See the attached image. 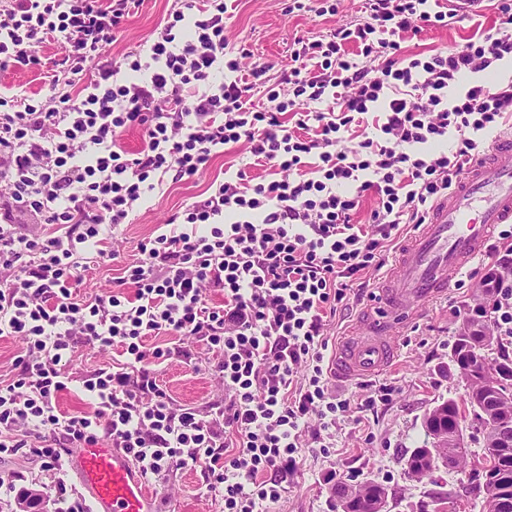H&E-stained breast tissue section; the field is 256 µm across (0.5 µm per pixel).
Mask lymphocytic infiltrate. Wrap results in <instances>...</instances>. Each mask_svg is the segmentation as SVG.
Returning a JSON list of instances; mask_svg holds the SVG:
<instances>
[{"label":"lymphocytic infiltrate","instance_id":"1","mask_svg":"<svg viewBox=\"0 0 512 512\" xmlns=\"http://www.w3.org/2000/svg\"><path fill=\"white\" fill-rule=\"evenodd\" d=\"M133 2L0 6V70L40 65L39 45L54 40L69 86L52 103L0 94V208L40 218L24 230L0 222V336L23 341L14 376L0 381V458L30 453L62 472L102 435L144 478L198 468L224 512H269L303 436L329 450L337 420L385 400L374 392L355 407L333 391L326 318L384 267L400 225L425 223L512 112V81H468L512 58V0H499L498 24L478 38L429 55L401 44L423 25H448L447 11L364 0L360 22L295 39L275 83L230 47L226 0H178L147 54L104 56ZM459 84L465 92L449 99ZM258 88L267 108L252 104ZM370 120L374 136L341 147ZM133 127L143 142L132 152L121 136ZM242 141L266 175L238 171L171 214L112 287L78 299L82 271L112 259L107 237L147 193ZM368 191L377 206L362 226L353 216ZM158 336L164 344L149 345ZM81 345L116 355L78 375L69 362ZM203 350L219 354L224 388L206 410L177 403L157 380L168 361L198 367ZM70 389L86 410L59 409Z\"/></svg>","mask_w":512,"mask_h":512}]
</instances>
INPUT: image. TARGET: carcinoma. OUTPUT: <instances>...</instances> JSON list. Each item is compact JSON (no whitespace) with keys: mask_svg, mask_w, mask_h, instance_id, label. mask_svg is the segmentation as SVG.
I'll use <instances>...</instances> for the list:
<instances>
[{"mask_svg":"<svg viewBox=\"0 0 512 512\" xmlns=\"http://www.w3.org/2000/svg\"><path fill=\"white\" fill-rule=\"evenodd\" d=\"M495 346L496 361L506 375L502 379L498 396L493 402L484 406L485 415H479L473 410L471 401H466L470 410L460 408L454 399L444 400L435 405L425 418V427L429 436L430 447L415 448L405 462V473L415 480H430L434 478L437 468L431 465L430 455L443 460L448 454L456 456L460 465H471L473 472L469 490L482 497L486 504V512H501L500 503L503 499L512 500V447L493 448V440H499L503 433L494 427L495 415L499 412L512 414V350L508 343L495 334L494 328H489V336L467 337L461 332L452 347V362L464 367L471 364L469 341ZM472 415V420L480 427L483 437L481 453L472 462L467 461V448L464 447L462 423L466 415ZM336 495L340 505L346 512H386V505L392 492L388 487L377 482L364 481L351 487L339 485Z\"/></svg>","mask_w":512,"mask_h":512,"instance_id":"carcinoma-1","label":"carcinoma"}]
</instances>
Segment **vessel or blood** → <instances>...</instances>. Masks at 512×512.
Segmentation results:
<instances>
[{
	"instance_id": "vessel-or-blood-1",
	"label": "vessel or blood",
	"mask_w": 512,
	"mask_h": 512,
	"mask_svg": "<svg viewBox=\"0 0 512 512\" xmlns=\"http://www.w3.org/2000/svg\"><path fill=\"white\" fill-rule=\"evenodd\" d=\"M512 223V129L475 157L453 192L403 245L378 284L383 313L361 323L340 346L331 369L350 377L382 371L395 357L400 320L420 314L447 294L454 277L485 250L493 228ZM72 468L93 512H156L141 472L102 439L81 448Z\"/></svg>"
}]
</instances>
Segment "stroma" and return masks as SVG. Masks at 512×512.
<instances>
[{
    "label": "stroma",
    "mask_w": 512,
    "mask_h": 512,
    "mask_svg": "<svg viewBox=\"0 0 512 512\" xmlns=\"http://www.w3.org/2000/svg\"><path fill=\"white\" fill-rule=\"evenodd\" d=\"M232 9L224 33L231 45L244 48L251 60L269 64L271 77H280L292 65L290 47L295 38L322 39L336 27L361 19L360 0H341L335 15L319 16L312 11L287 13L286 0H229ZM172 0H139L133 7L127 27L108 54L118 57L135 50H147L153 34ZM496 0H489L485 13L447 27H428L417 37L406 38V53L432 54L471 37L477 29H488L497 18ZM42 64L37 68L21 67L0 72V88L24 93L35 98L58 96L67 92L65 82H53L54 63L60 55L57 44L40 48ZM246 144L227 146L211 167L194 178L165 182L149 192L136 208L128 224L114 234L112 247L116 261L92 267L84 272L80 295L89 298L106 288L113 278L121 276L124 267L139 257L138 243L165 230L169 215L194 201L218 179H228L251 162ZM483 272L480 262H473L455 277L447 296L432 302L415 322L398 330L397 357L381 374L367 378L333 377L336 389L354 400H361L380 386L391 387L389 401L377 412H355L348 420L337 423L335 446L329 453L317 448H301L299 466L289 476L280 501L271 512H336L332 484L324 476L335 471L337 481L352 484L371 480L387 485L397 495L388 512H418L430 501L436 488L457 490L465 485L463 473L439 472L438 483L415 481L404 473L403 458L408 451L427 442L424 416L435 402L452 398L465 400L466 390L452 375L451 349L455 336L469 309L480 293ZM377 272H369L365 285L353 288L348 298L339 303L335 317L328 321L330 347L340 345L355 331L367 310L376 303ZM203 367L192 371L172 363L158 374L178 402L206 408L224 399V388L209 371L216 357L202 353ZM20 473L24 486L44 494L48 512H67L72 499L83 496L75 474H68L69 498H58L54 491L55 475L45 470L40 460L30 454H19L0 460V471ZM156 494V512H221L222 502L208 492L201 472L178 470L169 473L165 482L151 485Z\"/></svg>",
    "instance_id": "stroma-1"
}]
</instances>
